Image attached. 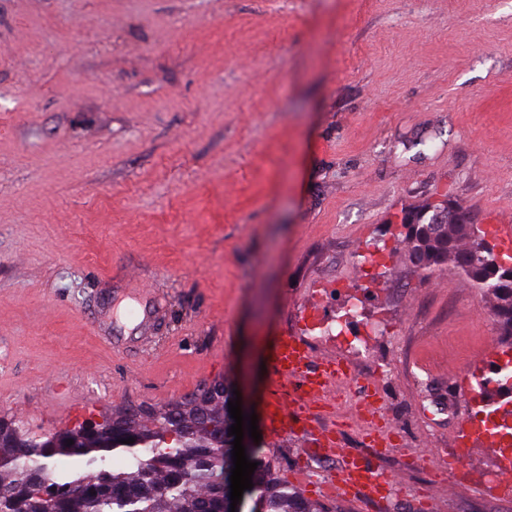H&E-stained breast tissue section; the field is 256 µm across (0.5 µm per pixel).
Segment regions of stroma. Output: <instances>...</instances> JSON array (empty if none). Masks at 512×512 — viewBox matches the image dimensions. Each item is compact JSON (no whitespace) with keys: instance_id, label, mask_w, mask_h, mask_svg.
Returning a JSON list of instances; mask_svg holds the SVG:
<instances>
[{"instance_id":"35a3bbf8","label":"stroma","mask_w":512,"mask_h":512,"mask_svg":"<svg viewBox=\"0 0 512 512\" xmlns=\"http://www.w3.org/2000/svg\"><path fill=\"white\" fill-rule=\"evenodd\" d=\"M448 198L512 225V0H0V418L41 437L219 380L259 417L250 456L322 512H372L318 488L323 428L362 439L346 389L306 436L262 419L266 337L372 276L385 327L357 369L401 446L368 458L400 480L387 512H512L488 454L437 492L451 376L506 341L456 269L405 259L404 211ZM143 289L155 321L112 347L98 323Z\"/></svg>"}]
</instances>
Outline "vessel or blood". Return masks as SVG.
Wrapping results in <instances>:
<instances>
[{"instance_id": "1", "label": "vessel or blood", "mask_w": 512, "mask_h": 512, "mask_svg": "<svg viewBox=\"0 0 512 512\" xmlns=\"http://www.w3.org/2000/svg\"><path fill=\"white\" fill-rule=\"evenodd\" d=\"M122 315L142 327L152 322L155 310L152 302L143 297L137 304L125 306ZM269 361L274 390L265 401L264 416L269 432L276 436L304 432L306 415L316 414L328 406L335 389L347 382L346 367L335 355L316 356L292 333L279 337ZM511 369L512 346L508 345L496 350L484 368L469 374L458 384L460 395L469 400L471 414L493 412L502 423L501 428L491 434L471 423L469 418L462 419L457 443L469 455L478 443L488 442L496 460V484L503 488L512 487V412L503 408L494 411L489 405L471 400L469 389L474 385L496 389L503 372ZM352 418L363 427L372 447L378 448L380 454L395 452L391 424L381 413L376 390L367 391ZM323 445L340 460L339 473L327 477L326 485L332 493L349 500L370 497L378 500L380 506L390 505L400 490L395 476L379 473L354 453L340 448L332 430H325Z\"/></svg>"}]
</instances>
